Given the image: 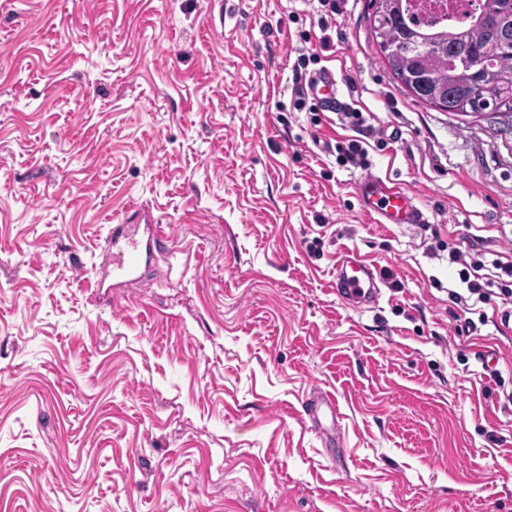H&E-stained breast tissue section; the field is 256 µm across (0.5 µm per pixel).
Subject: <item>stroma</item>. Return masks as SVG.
<instances>
[{"instance_id":"1","label":"stroma","mask_w":512,"mask_h":512,"mask_svg":"<svg viewBox=\"0 0 512 512\" xmlns=\"http://www.w3.org/2000/svg\"><path fill=\"white\" fill-rule=\"evenodd\" d=\"M336 2L0 0V512H512V304L467 330L448 261L512 249V125L415 101ZM306 33L370 134L296 108ZM367 172L428 223H371ZM135 205L167 238L116 288ZM334 284L336 293L355 307L375 305L379 301L377 271L355 252H346L338 260Z\"/></svg>"}]
</instances>
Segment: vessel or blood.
<instances>
[{"label": "vessel or blood", "mask_w": 512, "mask_h": 512, "mask_svg": "<svg viewBox=\"0 0 512 512\" xmlns=\"http://www.w3.org/2000/svg\"><path fill=\"white\" fill-rule=\"evenodd\" d=\"M310 95L322 111L337 112L342 108L337 79L329 69L315 73L309 83ZM363 211L377 224H424L426 213L414 202L413 195L398 186L388 185L381 177L368 173L357 184ZM162 225L145 213H137L132 224L113 227L107 240L106 256L112 267L114 287H137L143 278L139 272L143 251L163 241ZM337 293L349 304L362 307L376 304L380 298L378 274L373 265L357 253H344L336 265L334 280Z\"/></svg>", "instance_id": "obj_1"}]
</instances>
